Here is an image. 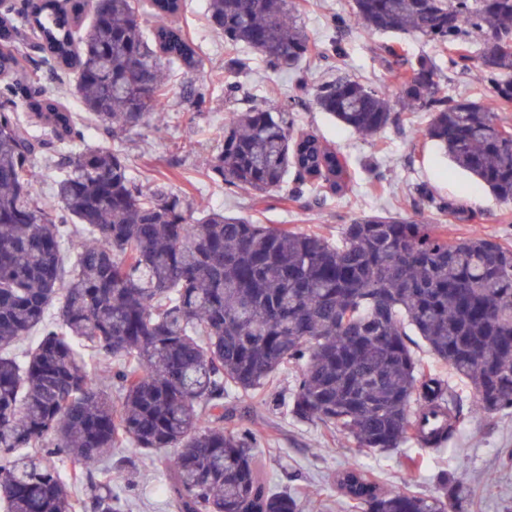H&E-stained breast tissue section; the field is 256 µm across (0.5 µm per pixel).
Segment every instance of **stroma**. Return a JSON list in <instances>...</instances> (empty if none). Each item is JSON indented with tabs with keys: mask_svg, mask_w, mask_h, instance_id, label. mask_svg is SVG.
<instances>
[{
	"mask_svg": "<svg viewBox=\"0 0 512 512\" xmlns=\"http://www.w3.org/2000/svg\"><path fill=\"white\" fill-rule=\"evenodd\" d=\"M206 3L207 0H187L182 20L210 57L206 72L189 74L183 84L174 86L165 133L145 137L134 133L124 144L131 169L143 188L154 187L174 164L193 180L205 205L333 239L345 224L364 214L390 211L407 216L426 209L418 192L419 186L424 185L433 190L436 198L461 201L474 214L473 220L466 222L445 218L449 242H458L476 231L512 246V204L498 202L470 176L453 168L432 142L413 139L414 129L428 125L429 113H401L399 126L365 138L342 128L322 112L314 102V88L296 90L291 74L267 71L255 51L247 53L252 76L240 80L224 67L232 52L209 28L204 18ZM350 3L351 0H302L300 19L311 41L325 45L334 39L341 49L340 55L318 60L312 71L318 77L328 78L341 71L367 85L388 84L389 65L373 51L388 37L351 23ZM238 81L244 82L246 96L229 100L225 88ZM187 83L205 93L202 110L187 104L183 94ZM255 102L287 108L299 126L316 131L344 155L353 174L351 189L320 202L311 197L298 201L275 196L260 199L247 191L227 190L222 183L203 177L199 172L201 161L212 152L227 110L241 111ZM234 420L255 433L254 453L263 462L274 490L319 502L321 512H343L336 493V472L353 463L373 470L386 488L406 485L425 495L436 493L434 476L446 470L467 489L465 512H512V466L500 462L501 449L512 448V410L492 419L468 418L458 436L441 452L428 456L417 471L407 468L409 457L420 453L415 443L386 452L360 451L342 436L296 422L262 399L237 404ZM134 480L135 512H172L161 493L165 473L150 458L140 457Z\"/></svg>",
	"mask_w": 512,
	"mask_h": 512,
	"instance_id": "35a3bbf8",
	"label": "stroma"
}]
</instances>
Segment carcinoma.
I'll list each match as a JSON object with an SVG mask.
<instances>
[{
  "mask_svg": "<svg viewBox=\"0 0 512 512\" xmlns=\"http://www.w3.org/2000/svg\"><path fill=\"white\" fill-rule=\"evenodd\" d=\"M296 0H207L212 31L297 72L311 43ZM184 0H19L0 12V508L130 512L140 455L164 460L176 512H311L269 486L246 427H224V398L265 396L295 372L287 408L355 447L408 441L438 452L470 416L512 409V248L473 234L455 244L422 213L363 215L336 240L198 207L165 181L149 191L122 153L136 129L162 133L171 85L204 68L182 25ZM367 29L454 46L449 63L512 105V0H353ZM74 76V95L110 145L90 146L77 113L16 73L21 61ZM422 55L391 72L406 109L430 113L416 137L512 204V129L497 106L438 94ZM318 108L372 137L398 121L383 89L339 79ZM60 157L53 193L36 159ZM206 174L229 190L299 200L341 194L348 163L290 113L253 105L224 117ZM428 207L469 220L458 201ZM73 255L64 265V252ZM38 339L14 348L34 329ZM470 388L469 401L414 356L411 335ZM106 369L92 372L87 357ZM118 471L125 488L112 486ZM438 496L386 489L348 465L336 492L353 512H456L462 486L443 470ZM88 485L89 494L76 489Z\"/></svg>",
  "mask_w": 512,
  "mask_h": 512,
  "instance_id": "carcinoma-1",
  "label": "carcinoma"
}]
</instances>
